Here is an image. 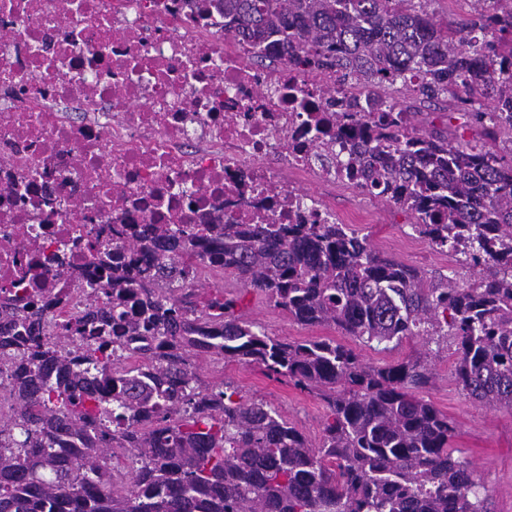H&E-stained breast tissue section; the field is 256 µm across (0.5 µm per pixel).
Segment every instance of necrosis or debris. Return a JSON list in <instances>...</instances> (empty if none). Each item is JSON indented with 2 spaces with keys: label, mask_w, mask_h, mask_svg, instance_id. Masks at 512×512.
I'll list each match as a JSON object with an SVG mask.
<instances>
[{
  "label": "necrosis or debris",
  "mask_w": 512,
  "mask_h": 512,
  "mask_svg": "<svg viewBox=\"0 0 512 512\" xmlns=\"http://www.w3.org/2000/svg\"><path fill=\"white\" fill-rule=\"evenodd\" d=\"M252 56L223 14L185 0H0V287L63 291L50 311L62 323L87 289L57 279L53 256L88 231L122 246L129 225L196 224L205 212L333 221L284 168L366 193L343 170L357 126L337 127L323 84Z\"/></svg>",
  "instance_id": "4bbe7bcc"
}]
</instances>
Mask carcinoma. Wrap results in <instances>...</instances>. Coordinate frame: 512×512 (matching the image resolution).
<instances>
[{"mask_svg": "<svg viewBox=\"0 0 512 512\" xmlns=\"http://www.w3.org/2000/svg\"><path fill=\"white\" fill-rule=\"evenodd\" d=\"M211 2L224 31L255 39V59L336 75L327 91L344 93L337 119L360 122L369 194L474 272L429 280L347 224H136L123 248L88 241V312L55 342L40 341L53 295L0 296V364L12 373L0 512H486L474 471L453 456L455 426L418 395L424 364L372 366L333 340L277 339L240 308L261 292L300 324L384 350L452 336L463 394L512 407V162L496 150L512 144V0H471L462 23L436 20L432 0ZM404 96L449 102L484 144L446 122L416 126ZM195 258L233 273L239 295L201 296ZM137 354L150 373L130 363ZM201 357L317 392L329 407L320 444L231 383L202 385ZM105 379L108 398L96 393ZM69 430L83 441L74 464L55 449Z\"/></svg>", "mask_w": 512, "mask_h": 512, "instance_id": "obj_1", "label": "carcinoma"}]
</instances>
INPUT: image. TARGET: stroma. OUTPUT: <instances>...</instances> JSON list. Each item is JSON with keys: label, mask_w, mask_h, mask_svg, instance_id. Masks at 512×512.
<instances>
[{"label": "stroma", "mask_w": 512, "mask_h": 512, "mask_svg": "<svg viewBox=\"0 0 512 512\" xmlns=\"http://www.w3.org/2000/svg\"><path fill=\"white\" fill-rule=\"evenodd\" d=\"M320 199L326 207L340 213L368 212L372 223L356 225V232L368 236L375 250L417 266L427 277L437 279L457 269L454 256L424 247L422 237L413 228L414 217L395 205L341 187L321 190ZM241 312L245 320L281 340L343 339L334 326H306L289 319L284 311L257 293L247 295ZM347 342L361 360L372 365L426 355L431 378L420 390V397L447 415L456 426L452 446L458 457L474 469L487 512H512V408L489 407L465 398L453 374L455 343L429 346L422 339L409 338L393 350L381 351L353 339ZM195 371L202 383L211 385L224 380L236 385L244 397L269 401L312 444L320 443L328 407L317 393L297 389L283 378L267 377L255 365L202 358L196 360Z\"/></svg>", "instance_id": "1"}]
</instances>
